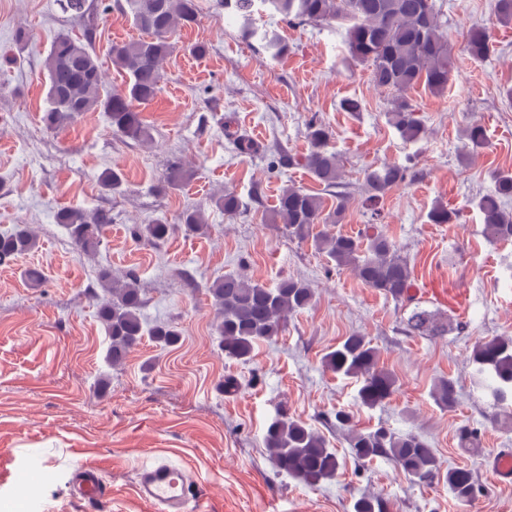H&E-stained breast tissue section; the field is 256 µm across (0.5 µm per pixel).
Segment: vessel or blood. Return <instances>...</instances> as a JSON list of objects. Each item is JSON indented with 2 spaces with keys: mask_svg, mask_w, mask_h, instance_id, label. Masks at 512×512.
I'll list each match as a JSON object with an SVG mask.
<instances>
[{
  "mask_svg": "<svg viewBox=\"0 0 512 512\" xmlns=\"http://www.w3.org/2000/svg\"><path fill=\"white\" fill-rule=\"evenodd\" d=\"M488 466L502 483L512 482V452L502 450L492 454ZM74 495L96 505L107 503V493L101 470L97 467H80L74 474ZM135 494L156 512H185L189 500V482L182 467L165 461L142 466L135 483Z\"/></svg>",
  "mask_w": 512,
  "mask_h": 512,
  "instance_id": "obj_1",
  "label": "vessel or blood"
}]
</instances>
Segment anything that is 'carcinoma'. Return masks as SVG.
<instances>
[{"mask_svg":"<svg viewBox=\"0 0 512 512\" xmlns=\"http://www.w3.org/2000/svg\"><path fill=\"white\" fill-rule=\"evenodd\" d=\"M269 9L290 20L314 24L346 26L348 52L355 61L371 67L372 82L394 92L389 122L407 141L421 139L425 132L421 119L405 93L419 85L439 94L448 89L456 58L436 8L435 0H261ZM255 0H224V10L249 20ZM125 11L132 24L146 34L144 38L116 41L109 55L112 64L126 76L124 88L114 91L105 86L97 56L90 47L91 32L84 39L58 36L44 61L48 89L42 122L48 129L77 120L85 112L101 109L107 113L112 130L136 141H150L149 129L143 123L139 108L152 102L161 90L162 64L173 50L172 36L181 28L197 21L196 0H125ZM494 13L502 26L512 25V0H494ZM266 47L276 55L287 50L275 32L254 29ZM474 60L486 58L492 50V37L485 27L470 30L464 46ZM309 150L303 166L313 179L330 190L341 184L342 166L336 153L328 149L329 132L320 124L309 123L306 129ZM469 148L484 146L487 133L479 123L465 131ZM193 176L182 165L166 172L162 189L177 190ZM407 181L405 168L384 164L365 177L367 199L377 202L388 191ZM512 200V171L495 175L494 190L482 196L477 208L482 216L483 233L493 241L512 240V211L505 203ZM212 206L234 216L240 200L232 192L210 199ZM348 208V199L336 196V207L326 209L322 198L294 185L282 190L278 203L267 217V223L281 225L288 238L298 242L312 241L316 249L346 268L367 287L396 302L409 303L412 271L407 259L395 243L371 225L356 235L315 232L317 226L338 224ZM457 212L443 205L434 207L429 220L434 224H450ZM57 223L65 226L73 246L84 255L96 253L102 244L106 225L112 223L107 210L89 211L66 207L57 212ZM180 228L186 235H205L200 207L185 210ZM173 225L163 221L140 224L133 228L134 238L148 244L164 241ZM39 238L30 224H16L0 234V265H9L22 255L38 248ZM103 295L98 319L110 339L109 359L114 367L124 363L131 349L144 335L161 347H173L181 340V332L169 322H158L145 328L142 318L144 298L135 275L112 277L103 268L98 274ZM217 310L215 331L224 354L242 362L253 357L254 344L279 335L288 317L311 303L313 292L301 279L287 278L277 287L267 288L238 273L216 278L207 288ZM408 330L418 336L448 335V323L436 314L415 305L406 319ZM476 387L490 392L503 402L512 392V337L499 336L478 341L471 352ZM327 369L359 383V402L366 407L384 403L396 391L393 373L379 366L378 350L366 337L352 334L324 356ZM434 397L443 408L456 406V382L451 378L438 381ZM265 448L277 471L308 486H317L336 475L339 461L327 447L325 438L314 428L281 413L267 428ZM348 448L361 460L381 457L393 461L409 478L424 484L443 482L454 496L467 503L474 499L477 485L473 472L465 467L443 471L434 449L418 435L396 436L381 428L373 432L350 428Z\"/></svg>","mask_w":512,"mask_h":512,"instance_id":"obj_1","label":"carcinoma"}]
</instances>
